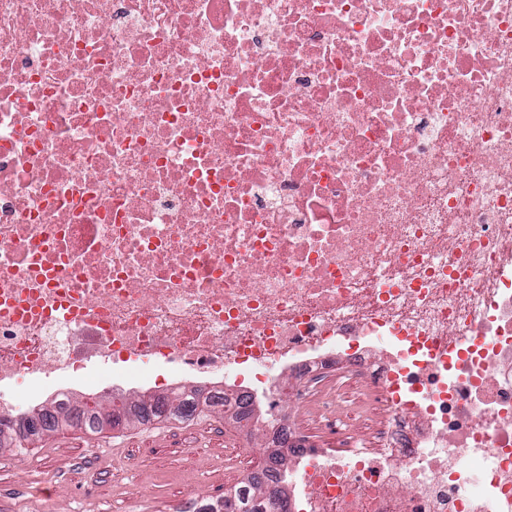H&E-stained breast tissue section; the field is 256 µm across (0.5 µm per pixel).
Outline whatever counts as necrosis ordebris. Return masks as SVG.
Returning <instances> with one entry per match:
<instances>
[{"label":"necrosis or debris","mask_w":512,"mask_h":512,"mask_svg":"<svg viewBox=\"0 0 512 512\" xmlns=\"http://www.w3.org/2000/svg\"><path fill=\"white\" fill-rule=\"evenodd\" d=\"M381 413L300 512H512V0H0V382L110 360Z\"/></svg>","instance_id":"4bbe7bcc"}]
</instances>
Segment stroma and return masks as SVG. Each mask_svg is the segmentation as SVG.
I'll list each match as a JSON object with an SVG mask.
<instances>
[{
  "mask_svg": "<svg viewBox=\"0 0 512 512\" xmlns=\"http://www.w3.org/2000/svg\"><path fill=\"white\" fill-rule=\"evenodd\" d=\"M98 368L110 379L76 384V399L90 394L106 407L113 392L164 395L174 383L166 369L129 383L112 375L110 363ZM266 453L260 436L237 431L218 413L155 429L134 422L90 433L63 425L29 441L26 454L0 446V512H18L32 498L45 512H187L246 481Z\"/></svg>",
  "mask_w": 512,
  "mask_h": 512,
  "instance_id": "obj_1",
  "label": "stroma"
}]
</instances>
